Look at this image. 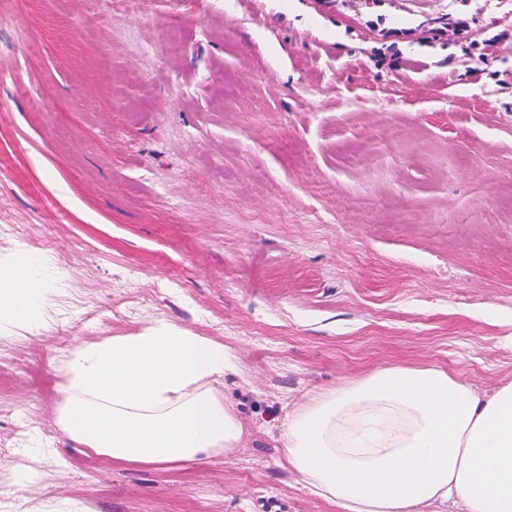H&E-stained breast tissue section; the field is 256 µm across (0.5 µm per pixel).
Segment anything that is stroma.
Segmentation results:
<instances>
[{
	"instance_id": "obj_1",
	"label": "stroma",
	"mask_w": 512,
	"mask_h": 512,
	"mask_svg": "<svg viewBox=\"0 0 512 512\" xmlns=\"http://www.w3.org/2000/svg\"><path fill=\"white\" fill-rule=\"evenodd\" d=\"M511 196L512 0H0V255L59 277L0 335V512H337L288 409L512 379ZM155 319L233 352V456L111 469L59 427L73 350Z\"/></svg>"
}]
</instances>
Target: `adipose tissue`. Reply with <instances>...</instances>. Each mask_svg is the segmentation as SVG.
I'll return each instance as SVG.
<instances>
[{
	"instance_id": "ef3b65f1",
	"label": "adipose tissue",
	"mask_w": 512,
	"mask_h": 512,
	"mask_svg": "<svg viewBox=\"0 0 512 512\" xmlns=\"http://www.w3.org/2000/svg\"><path fill=\"white\" fill-rule=\"evenodd\" d=\"M52 285L39 254L0 258V331H38ZM234 367L223 343L155 320L72 352L58 423L118 466L228 456L244 430L218 383ZM281 444L338 512H512V381L482 393L435 364L376 368L299 402Z\"/></svg>"
}]
</instances>
